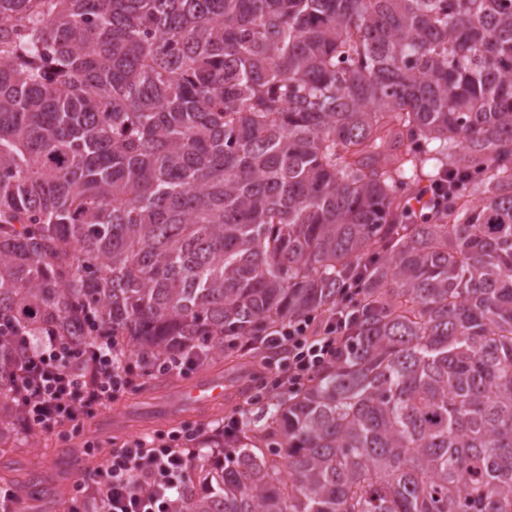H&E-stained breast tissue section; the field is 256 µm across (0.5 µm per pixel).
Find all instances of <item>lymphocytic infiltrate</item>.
I'll return each mask as SVG.
<instances>
[{"label":"lymphocytic infiltrate","mask_w":512,"mask_h":512,"mask_svg":"<svg viewBox=\"0 0 512 512\" xmlns=\"http://www.w3.org/2000/svg\"><path fill=\"white\" fill-rule=\"evenodd\" d=\"M361 286L355 278L342 288L335 312L288 321L259 339L261 347L287 349L288 361L251 367L256 388L292 392L337 363L351 341L352 307ZM143 374L135 361L113 364L111 337L73 348L43 337L14 372V427L24 435L61 426L81 431L87 418L134 389ZM204 433V427L188 424L179 432L114 446L102 465L75 484L71 512H171L173 493L190 480L188 450Z\"/></svg>","instance_id":"obj_1"}]
</instances>
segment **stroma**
I'll return each instance as SVG.
<instances>
[{
	"label": "stroma",
	"instance_id": "1",
	"mask_svg": "<svg viewBox=\"0 0 512 512\" xmlns=\"http://www.w3.org/2000/svg\"><path fill=\"white\" fill-rule=\"evenodd\" d=\"M247 363L248 360L243 357L240 348L228 346L225 347L223 355L216 357L215 360L199 361L195 369L189 370L187 375L156 372L142 376L144 391L127 393L113 402L112 406L99 412L98 418L124 416L125 422L116 432L99 428L98 418H91L86 421L83 431L77 435L63 428L22 436L16 453L17 459L39 476L43 488L53 493L54 498L44 501L24 492L19 493L16 512H67V493L73 489L80 476L69 469L64 460V450L71 449L81 453L86 447H93L94 460L99 463L103 461L105 450L114 439L167 434L187 423H196L206 429H213L223 420V411L211 409L203 413L187 412L178 418L164 420L153 417L152 410L165 398L192 383L198 373L214 371L238 378L241 377Z\"/></svg>",
	"mask_w": 512,
	"mask_h": 512
}]
</instances>
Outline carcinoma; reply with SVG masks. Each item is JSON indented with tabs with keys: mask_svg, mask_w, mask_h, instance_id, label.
Returning a JSON list of instances; mask_svg holds the SVG:
<instances>
[{
	"mask_svg": "<svg viewBox=\"0 0 512 512\" xmlns=\"http://www.w3.org/2000/svg\"><path fill=\"white\" fill-rule=\"evenodd\" d=\"M368 260L342 360L172 512H512V0H0V413L13 336L152 371ZM412 202L417 205V211L429 209L436 212L443 209L448 204V179L428 181V184L422 186L419 192L412 198Z\"/></svg>",
	"mask_w": 512,
	"mask_h": 512,
	"instance_id": "obj_1",
	"label": "carcinoma"
}]
</instances>
